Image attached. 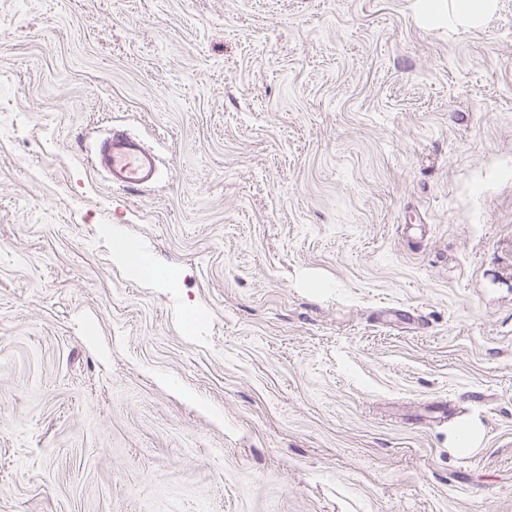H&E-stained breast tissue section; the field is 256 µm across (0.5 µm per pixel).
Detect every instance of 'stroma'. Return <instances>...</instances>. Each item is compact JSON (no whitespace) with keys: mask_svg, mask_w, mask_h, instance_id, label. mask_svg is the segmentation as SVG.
Masks as SVG:
<instances>
[{"mask_svg":"<svg viewBox=\"0 0 512 512\" xmlns=\"http://www.w3.org/2000/svg\"><path fill=\"white\" fill-rule=\"evenodd\" d=\"M0 512H512V0H0ZM494 8L495 0H454L448 12V25L479 26ZM92 166L115 189L130 190L155 182L162 164L158 155L125 130H113L94 149Z\"/></svg>","mask_w":512,"mask_h":512,"instance_id":"1","label":"stroma"}]
</instances>
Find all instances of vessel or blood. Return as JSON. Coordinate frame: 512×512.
<instances>
[{"label": "vessel or blood", "mask_w": 512, "mask_h": 512, "mask_svg": "<svg viewBox=\"0 0 512 512\" xmlns=\"http://www.w3.org/2000/svg\"><path fill=\"white\" fill-rule=\"evenodd\" d=\"M91 161L112 188L122 190L155 182L162 169L158 155L124 130L112 131L103 139L94 149Z\"/></svg>", "instance_id": "vessel-or-blood-1"}]
</instances>
